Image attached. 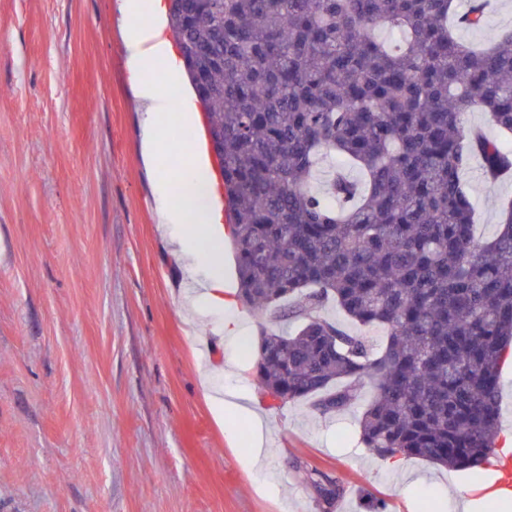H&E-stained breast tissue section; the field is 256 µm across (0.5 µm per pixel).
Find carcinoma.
<instances>
[{
	"label": "carcinoma",
	"instance_id": "carcinoma-1",
	"mask_svg": "<svg viewBox=\"0 0 512 512\" xmlns=\"http://www.w3.org/2000/svg\"><path fill=\"white\" fill-rule=\"evenodd\" d=\"M487 0L456 15L482 27ZM454 0H170V26L222 151L238 300L259 314L254 373L277 406L346 410L376 394L359 442L453 469L496 449L512 347V198L474 234L460 174H512V30L486 48ZM382 29L402 35L391 46ZM338 170L316 187L320 157ZM335 303L376 345L324 315ZM330 505L336 482L317 483Z\"/></svg>",
	"mask_w": 512,
	"mask_h": 512
}]
</instances>
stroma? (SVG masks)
I'll return each mask as SVG.
<instances>
[{"label": "stroma", "mask_w": 512, "mask_h": 512, "mask_svg": "<svg viewBox=\"0 0 512 512\" xmlns=\"http://www.w3.org/2000/svg\"><path fill=\"white\" fill-rule=\"evenodd\" d=\"M125 0H0V512H465L476 473L381 460L358 443L361 387L333 416L268 408L257 316L195 283L160 223L158 173L127 78ZM512 28L492 0L473 45ZM465 180L476 234L499 228L512 179ZM250 404V425L210 398ZM342 486L326 508L307 474Z\"/></svg>", "instance_id": "stroma-1"}]
</instances>
